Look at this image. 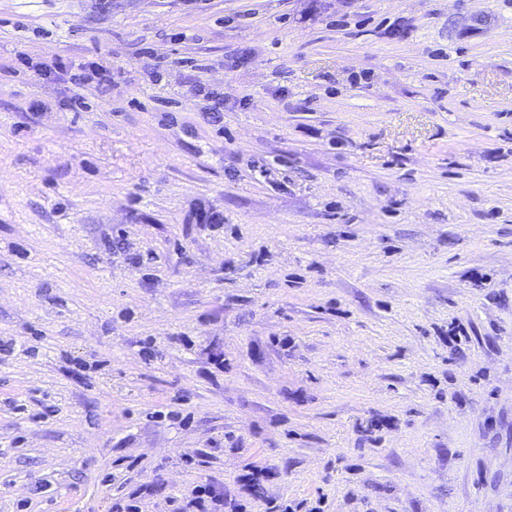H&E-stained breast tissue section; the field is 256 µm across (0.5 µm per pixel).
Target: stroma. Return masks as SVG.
Masks as SVG:
<instances>
[{"label": "stroma", "instance_id": "35a3bbf8", "mask_svg": "<svg viewBox=\"0 0 512 512\" xmlns=\"http://www.w3.org/2000/svg\"><path fill=\"white\" fill-rule=\"evenodd\" d=\"M206 483L512 512V0H0V512Z\"/></svg>", "mask_w": 512, "mask_h": 512}]
</instances>
